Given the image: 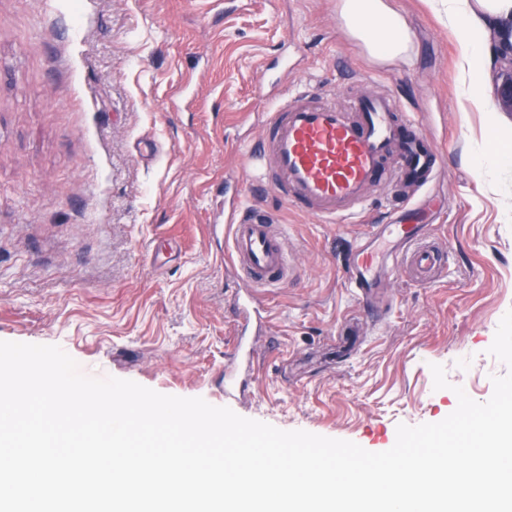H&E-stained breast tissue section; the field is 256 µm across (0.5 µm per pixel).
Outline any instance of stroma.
<instances>
[{"label":"stroma","mask_w":512,"mask_h":512,"mask_svg":"<svg viewBox=\"0 0 512 512\" xmlns=\"http://www.w3.org/2000/svg\"><path fill=\"white\" fill-rule=\"evenodd\" d=\"M410 56L372 60L337 0H0V341L56 345L90 377L224 404L235 339L224 226L256 206L284 225L295 277L263 292L257 377L240 416L281 430L392 447L399 424L443 420L506 367L489 353L512 309V116L491 71L474 108L459 46L431 0H390ZM348 109L393 97L440 153L418 210L448 261L429 282L377 240L393 278L371 305L347 259L406 216L373 185L363 224L286 206L247 172L268 102L258 86ZM500 130L491 136L487 116ZM374 238V237H373ZM442 365L449 388L433 387Z\"/></svg>","instance_id":"1"}]
</instances>
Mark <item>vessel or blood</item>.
Here are the masks:
<instances>
[{"label": "vessel or blood", "mask_w": 512, "mask_h": 512, "mask_svg": "<svg viewBox=\"0 0 512 512\" xmlns=\"http://www.w3.org/2000/svg\"><path fill=\"white\" fill-rule=\"evenodd\" d=\"M262 144L251 158L255 180L266 183L290 206L315 217L348 221L367 201L376 182H410L425 189L438 177L435 151L418 138L398 114L394 99L375 97L356 103L352 111L307 93L272 99L262 115ZM230 267L244 285L232 301L241 327L261 323L260 289L277 286L289 276L286 249L259 209L233 213L225 227ZM393 233L418 281H427L444 262L435 245L419 242L415 225L397 224ZM347 272L362 297L378 287L384 272L375 254L358 250ZM251 350L238 344L224 365V404L237 403L239 365H251Z\"/></svg>", "instance_id": "obj_1"}]
</instances>
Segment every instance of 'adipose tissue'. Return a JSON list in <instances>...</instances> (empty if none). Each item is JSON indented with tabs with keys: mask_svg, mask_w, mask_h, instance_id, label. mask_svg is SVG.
<instances>
[{
	"mask_svg": "<svg viewBox=\"0 0 512 512\" xmlns=\"http://www.w3.org/2000/svg\"><path fill=\"white\" fill-rule=\"evenodd\" d=\"M440 10L458 35L466 82L463 95L470 104H480L484 97L481 74L487 63L485 26L491 20L511 18L512 0H442ZM339 19L376 60L403 59L413 50L406 22L388 0H341Z\"/></svg>",
	"mask_w": 512,
	"mask_h": 512,
	"instance_id": "adipose-tissue-1",
	"label": "adipose tissue"
}]
</instances>
